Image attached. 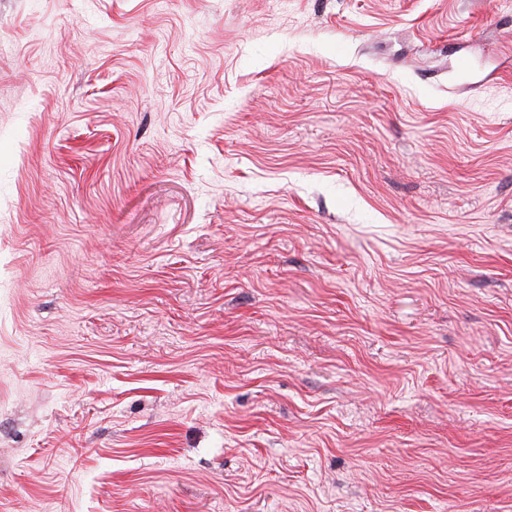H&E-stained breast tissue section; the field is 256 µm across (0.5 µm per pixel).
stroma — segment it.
Segmentation results:
<instances>
[{
	"mask_svg": "<svg viewBox=\"0 0 512 512\" xmlns=\"http://www.w3.org/2000/svg\"><path fill=\"white\" fill-rule=\"evenodd\" d=\"M0 512H512V0H0Z\"/></svg>",
	"mask_w": 512,
	"mask_h": 512,
	"instance_id": "stroma-1",
	"label": "stroma"
}]
</instances>
